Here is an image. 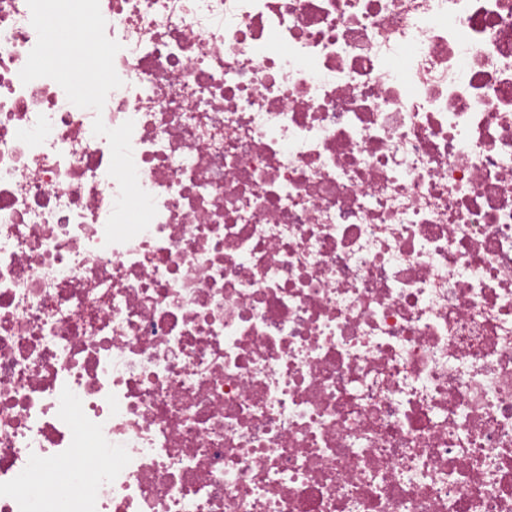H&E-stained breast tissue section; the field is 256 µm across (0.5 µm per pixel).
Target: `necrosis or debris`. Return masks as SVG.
Masks as SVG:
<instances>
[{
    "label": "necrosis or debris",
    "instance_id": "4bbe7bcc",
    "mask_svg": "<svg viewBox=\"0 0 512 512\" xmlns=\"http://www.w3.org/2000/svg\"><path fill=\"white\" fill-rule=\"evenodd\" d=\"M99 3L98 113L0 0V512H512V0Z\"/></svg>",
    "mask_w": 512,
    "mask_h": 512
}]
</instances>
